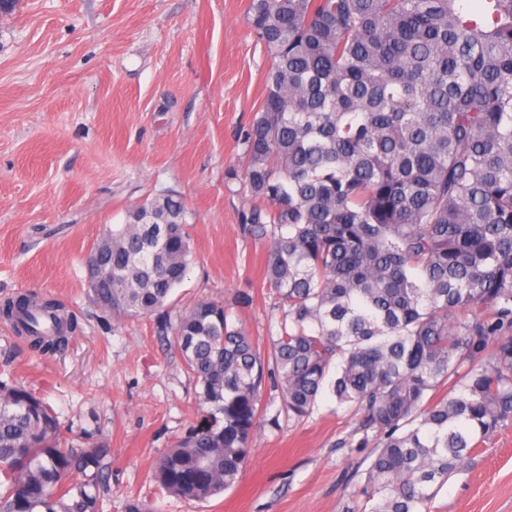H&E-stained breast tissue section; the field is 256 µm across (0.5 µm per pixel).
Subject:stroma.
<instances>
[{
	"label": "stroma",
	"instance_id": "35a3bbf8",
	"mask_svg": "<svg viewBox=\"0 0 512 512\" xmlns=\"http://www.w3.org/2000/svg\"><path fill=\"white\" fill-rule=\"evenodd\" d=\"M249 0H18L0 11V300L53 297L79 322L67 348L33 352L0 322V374L36 389L62 435L99 430L112 447L105 512L137 499L162 512H347L364 452L330 396L300 423L258 430L240 482L209 502L166 496L156 458L203 411L170 337L152 317L114 321L88 297L83 260L126 210L183 198L192 264L180 309L230 306L255 336L276 330L261 286L265 247L239 227L228 179L270 61L248 26ZM248 292L252 304H238ZM433 512H512V423L452 476Z\"/></svg>",
	"mask_w": 512,
	"mask_h": 512
}]
</instances>
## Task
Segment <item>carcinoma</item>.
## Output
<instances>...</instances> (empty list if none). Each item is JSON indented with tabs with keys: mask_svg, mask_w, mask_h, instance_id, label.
<instances>
[{
	"mask_svg": "<svg viewBox=\"0 0 512 512\" xmlns=\"http://www.w3.org/2000/svg\"><path fill=\"white\" fill-rule=\"evenodd\" d=\"M250 0L270 60L241 138L244 234L266 246L271 352L222 304L175 312L187 208L147 199L90 250L112 317L154 315L207 419L153 464L203 503L241 478L266 389L278 424L327 392L369 448L353 512H432L448 479L512 421V0ZM31 348L66 344L58 305L0 307ZM110 445L60 437L32 389L0 379V512H102Z\"/></svg>",
	"mask_w": 512,
	"mask_h": 512,
	"instance_id": "obj_1",
	"label": "carcinoma"
}]
</instances>
